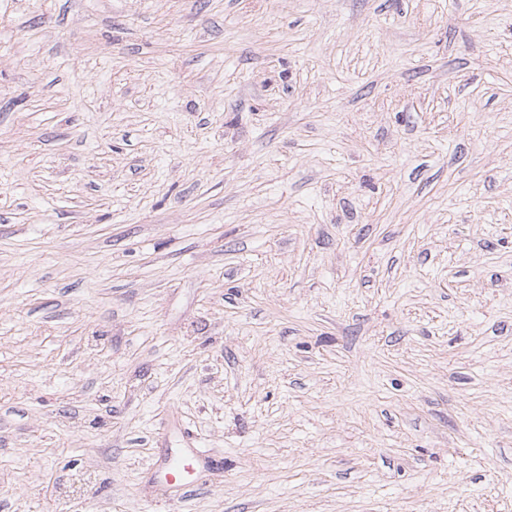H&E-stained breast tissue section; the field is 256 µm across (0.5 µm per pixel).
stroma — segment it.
<instances>
[{"mask_svg": "<svg viewBox=\"0 0 512 512\" xmlns=\"http://www.w3.org/2000/svg\"><path fill=\"white\" fill-rule=\"evenodd\" d=\"M0 512H512V0H0ZM209 466V462L200 453L189 448L183 456L171 460L168 475L171 482L178 483L177 485L185 490L192 486L190 482H184L186 476L199 470H206Z\"/></svg>", "mask_w": 512, "mask_h": 512, "instance_id": "35a3bbf8", "label": "stroma"}]
</instances>
